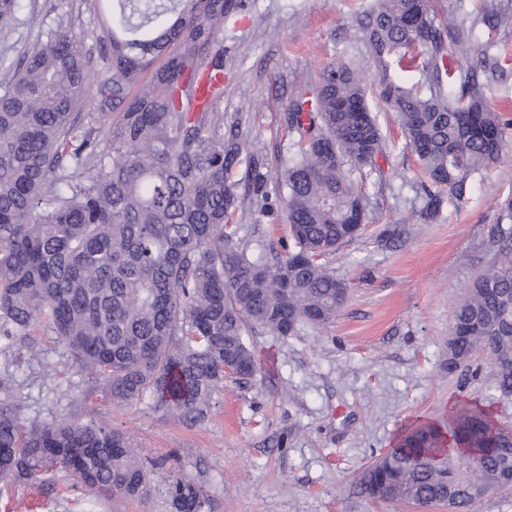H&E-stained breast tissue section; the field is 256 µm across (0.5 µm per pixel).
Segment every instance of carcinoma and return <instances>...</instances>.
Instances as JSON below:
<instances>
[{
  "label": "carcinoma",
  "instance_id": "cac0c4a2",
  "mask_svg": "<svg viewBox=\"0 0 512 512\" xmlns=\"http://www.w3.org/2000/svg\"><path fill=\"white\" fill-rule=\"evenodd\" d=\"M102 5L97 52L59 32L26 53L0 86V352L48 324L94 390L119 405L146 397L187 426L204 421L227 376L247 380L255 359L247 336H288L323 327L348 286L319 258L358 235L366 197L345 166L384 154L366 75L330 63L296 91L287 125L296 141L278 180L294 245L286 256H255L231 228L245 165L246 186L264 194L267 176L252 143L224 134V22L244 0H94ZM18 0H0V26ZM473 27L436 23L428 0H376L365 23L379 99L397 113L430 182L420 219L434 221L448 197L465 196L472 174L497 162L504 123L478 72L454 55ZM416 70L427 90L391 74ZM109 75H98L101 65ZM458 84L448 93L444 82ZM359 105L343 112V103ZM90 106L107 121L95 127ZM117 119H112V113ZM86 127L80 136L75 131ZM104 139H99L100 134ZM487 265L456 303L448 369L481 350L512 358V196L499 203ZM512 395V371L494 370ZM0 373V491L33 484L59 468L101 498L143 503L148 469L122 432L92 418L26 425ZM512 432L496 429L471 403L444 424L421 423L365 468L359 493L383 502L472 512L488 489L512 486ZM471 458L426 457L447 444ZM171 512H215L190 479L169 488Z\"/></svg>",
  "mask_w": 512,
  "mask_h": 512
}]
</instances>
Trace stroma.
<instances>
[{"label": "stroma", "instance_id": "stroma-1", "mask_svg": "<svg viewBox=\"0 0 512 512\" xmlns=\"http://www.w3.org/2000/svg\"><path fill=\"white\" fill-rule=\"evenodd\" d=\"M224 25V97L217 109L262 158L268 189L293 143L284 115L297 87L318 81L324 66L353 61L374 77L361 26L375 0H246ZM438 22L474 26L472 54L498 61L484 91L508 121L500 160L475 174L466 195L447 199L438 220L424 222L425 177L406 147L395 113L380 111L387 155L353 169L368 199L358 237L323 265L347 283L345 304L325 327L302 324L289 336H250L259 364L244 381L226 379L209 419L187 426L164 417L152 399L115 405L84 390L64 344L38 327V357H23L12 398L27 421L91 414L125 432L150 473L142 505L114 499L100 512H167L170 481L201 485L217 512H448L358 495L363 469L396 447L419 422L441 423L455 405L485 406L512 428V396L491 387L486 352L448 369L452 312L490 257L497 201L512 194V26L483 22L512 0H430ZM67 29L95 45L92 0H20L7 35L16 53ZM232 224L253 254H285L293 245L287 214L242 194ZM38 512H88L90 496L65 471L36 489ZM26 486L0 494V512H27Z\"/></svg>", "mask_w": 512, "mask_h": 512}]
</instances>
